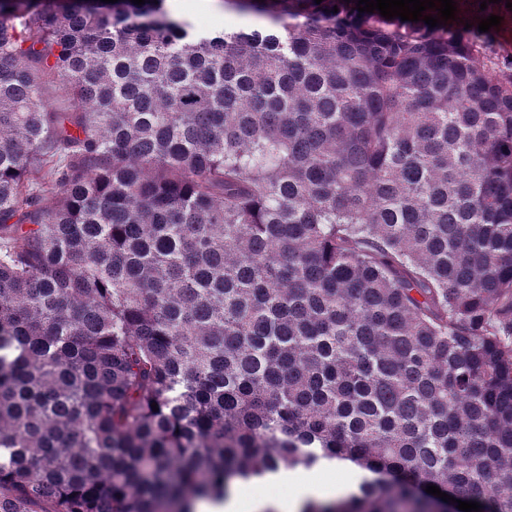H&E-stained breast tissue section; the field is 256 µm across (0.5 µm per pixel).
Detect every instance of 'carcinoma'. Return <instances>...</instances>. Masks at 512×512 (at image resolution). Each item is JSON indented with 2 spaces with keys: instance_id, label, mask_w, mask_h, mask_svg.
<instances>
[{
  "instance_id": "1",
  "label": "carcinoma",
  "mask_w": 512,
  "mask_h": 512,
  "mask_svg": "<svg viewBox=\"0 0 512 512\" xmlns=\"http://www.w3.org/2000/svg\"><path fill=\"white\" fill-rule=\"evenodd\" d=\"M455 2L0 0V512L323 456L372 478L302 512H512V73Z\"/></svg>"
}]
</instances>
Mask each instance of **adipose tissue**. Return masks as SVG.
Segmentation results:
<instances>
[{
	"label": "adipose tissue",
	"mask_w": 512,
	"mask_h": 512,
	"mask_svg": "<svg viewBox=\"0 0 512 512\" xmlns=\"http://www.w3.org/2000/svg\"><path fill=\"white\" fill-rule=\"evenodd\" d=\"M357 470L336 460L324 462L315 472L280 470L274 480L288 484V496L259 495L253 484L236 483L228 498L200 503L199 512H300L311 500H330L346 495Z\"/></svg>",
	"instance_id": "ef3b65f1"
}]
</instances>
